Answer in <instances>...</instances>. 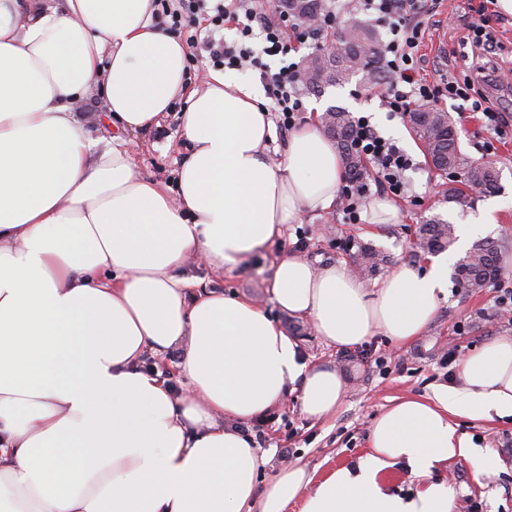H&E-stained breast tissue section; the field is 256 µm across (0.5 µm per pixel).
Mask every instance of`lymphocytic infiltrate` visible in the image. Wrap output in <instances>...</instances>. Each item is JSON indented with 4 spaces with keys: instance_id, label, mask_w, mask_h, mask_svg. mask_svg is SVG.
I'll use <instances>...</instances> for the list:
<instances>
[{
    "instance_id": "lymphocytic-infiltrate-1",
    "label": "lymphocytic infiltrate",
    "mask_w": 512,
    "mask_h": 512,
    "mask_svg": "<svg viewBox=\"0 0 512 512\" xmlns=\"http://www.w3.org/2000/svg\"><path fill=\"white\" fill-rule=\"evenodd\" d=\"M360 11L376 15L384 24L381 55L389 79L379 98L384 109L405 114L418 105L444 100L470 103L481 113L490 139L502 138L512 119L483 93L471 77H449L440 81L423 79L417 62L426 26L438 0H357ZM157 15L168 18L172 29L186 31L189 61L206 57L216 69H250L258 72L281 131L295 128L305 107L300 93L301 68L291 62L272 69L269 60L287 56L308 46L318 50L329 29L340 21L344 0H328L318 25L303 27L270 0H154ZM209 22L215 31L234 25L239 37L227 42L214 35L198 38L195 28ZM261 38L254 47L253 38ZM354 152L367 159L376 172V184L387 195L400 197L407 191L405 173L412 159L392 140L383 137L368 117L354 120Z\"/></svg>"
}]
</instances>
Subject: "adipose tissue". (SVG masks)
<instances>
[{
  "instance_id": "adipose-tissue-1",
  "label": "adipose tissue",
  "mask_w": 512,
  "mask_h": 512,
  "mask_svg": "<svg viewBox=\"0 0 512 512\" xmlns=\"http://www.w3.org/2000/svg\"><path fill=\"white\" fill-rule=\"evenodd\" d=\"M187 55L151 0H0V512H454L453 490L428 476L458 457L496 466L458 421L512 417V336L462 357V388L394 400L357 468L317 482L293 464L259 484L269 457L241 424L291 390L328 417L346 383L303 361L261 305L184 269H234L333 208L344 161L305 125L272 162L267 102L220 73L188 90ZM93 86L132 133L183 100L191 149L175 186L99 148L76 114ZM271 292L336 347L378 333L405 344L447 299L448 261L400 265L372 291L346 264L288 254ZM173 349L188 381L177 395L140 366ZM399 461L424 479L408 500L385 490Z\"/></svg>"
}]
</instances>
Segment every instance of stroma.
<instances>
[{
	"mask_svg": "<svg viewBox=\"0 0 512 512\" xmlns=\"http://www.w3.org/2000/svg\"><path fill=\"white\" fill-rule=\"evenodd\" d=\"M484 15L491 17L494 30L490 60L497 67L512 68V14L499 11L495 0H441L420 50L421 76L433 81L467 72L472 63L471 27ZM379 90V85L370 83L359 72L342 84L318 92L304 91L303 121L318 123L324 112L338 107L355 116L365 115L383 136L393 139L411 156L414 166L407 173L408 191L397 200L398 223H372L365 211L360 223L348 224L340 208L335 207L320 214H305L297 229L287 230L269 250L249 257L224 275H214L195 261L187 268L188 274L203 279L208 289L260 303L298 342L308 364L337 369L348 382L340 406L329 417L306 416L292 394L275 407L276 420L266 428V437L260 443L261 450L270 456L265 470L269 476L286 462L307 466L318 480L337 467H357L369 450L375 419L392 400L425 397L436 386L447 384V370L441 365L446 350H455L462 356L495 337L512 335V317L504 315L496 305L498 288H512L510 265L504 267L497 281L485 287L472 291L449 288L447 301L442 302L422 336L405 345L378 334L356 347L339 349L318 336L310 321L289 315L273 302L271 265L281 255L294 252L317 267L334 262L350 265L358 245L372 247L388 258L377 272L364 277L368 288L375 289L400 264L425 266L428 256L415 245L419 224L436 214L453 224H465L491 201L498 205L494 221L477 239L496 242L501 254H512V129L496 142L491 153L499 169L498 189L471 195L469 206L460 209L445 202L442 178L429 166L407 118L382 108ZM443 109L456 124L462 152L474 160L485 158L489 153L483 147L487 134L481 114L464 110L458 101L447 102ZM80 110L88 119L93 138L126 143L139 172L162 183L175 184L189 154L179 109H171L161 127L136 133L113 127L106 104L96 91L86 93ZM390 353L402 356V363L380 367L379 358ZM459 429L471 436L478 451L495 455L497 466L478 475L467 460L460 458L437 465L428 479L454 489L455 512H468L473 503L481 505L483 512H512V422L464 419ZM282 448L289 449V460L279 457Z\"/></svg>",
	"mask_w": 512,
	"mask_h": 512,
	"instance_id": "obj_1",
	"label": "stroma"
}]
</instances>
